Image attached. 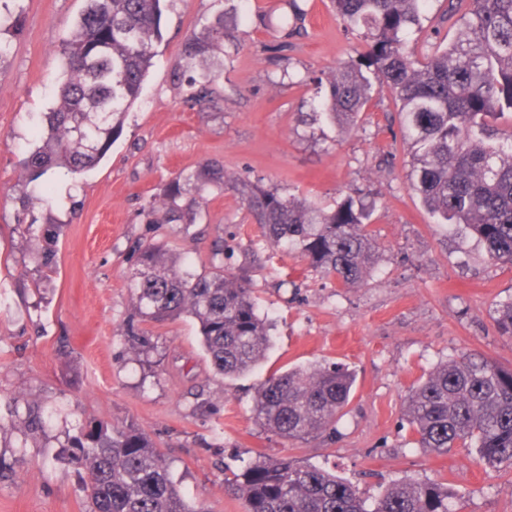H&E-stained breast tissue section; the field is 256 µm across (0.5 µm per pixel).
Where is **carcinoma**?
Segmentation results:
<instances>
[{
    "label": "carcinoma",
    "instance_id": "obj_1",
    "mask_svg": "<svg viewBox=\"0 0 512 512\" xmlns=\"http://www.w3.org/2000/svg\"><path fill=\"white\" fill-rule=\"evenodd\" d=\"M162 2L88 0L61 41L53 105L22 161L26 181L15 217L18 233L38 244L45 282L64 224L53 209L72 195L58 197L39 179L61 168L76 178L106 154L151 67ZM432 2L332 0L347 28L362 32L366 51L361 62H343L326 75L313 122L353 126L372 91L390 90L411 146V185L423 205L475 238L489 259L512 266V148L486 143L488 119L512 113V0H448L447 13L459 23L455 42L421 56L409 35ZM239 4L231 19L220 14L186 40L181 68L190 73L189 100L200 103L213 93L225 45L246 35V0ZM22 12L20 0H0V69ZM209 189L237 193L265 239L297 251L342 286L361 283L375 265L378 247L364 227L370 204L363 199L348 196L326 211L229 174L209 158L170 179L159 200L143 207V219L186 231L202 219ZM131 287L134 308L124 332L140 349L154 347L145 325L187 314L222 377H242L264 360L270 325L247 275L224 268V246L215 249L209 271L195 274L166 266L159 248L148 244L139 250ZM496 326L512 339V301L499 309ZM354 384L353 373L338 365L275 370L256 388L252 414L262 428L290 440L333 432ZM405 416L420 448L443 455L472 444L485 467L512 468V367L478 351L451 358L412 387ZM65 448L86 470L92 512H204L182 499L164 455L132 424L98 422ZM224 491L243 500L245 512H452L453 498L443 483L407 479L369 497L329 470L272 456L224 474Z\"/></svg>",
    "mask_w": 512,
    "mask_h": 512
}]
</instances>
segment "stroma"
Masks as SVG:
<instances>
[{"instance_id": "35a3bbf8", "label": "stroma", "mask_w": 512, "mask_h": 512, "mask_svg": "<svg viewBox=\"0 0 512 512\" xmlns=\"http://www.w3.org/2000/svg\"><path fill=\"white\" fill-rule=\"evenodd\" d=\"M249 2L247 34L228 46L218 91L201 105L187 100L182 48L230 4L165 6L140 97L106 156L79 181L51 176L74 188L77 205L58 240L51 287L39 291L36 251L15 231L25 181L19 161L52 104L60 44L85 0H25L22 33L0 70V512H89L87 474L61 447L93 420L145 432L199 512H244L224 491V471L262 455L334 469L370 494L404 478L435 480L450 485L463 512H512V469L484 468L471 448L436 456L414 447L404 416L409 389L450 358L478 350L512 366V338L494 324L512 300V267L424 209L389 91L373 93L350 130L309 126L316 76L365 49L329 0H299L301 33L280 63L267 49L291 14L286 0ZM204 158L325 209L365 197L376 268L362 284H336L297 253L273 248L231 192L209 191L202 223L188 231L143 223L142 206ZM219 242L225 267L248 275L273 325L265 361L232 381L213 372L191 317L153 326L148 353L124 334L139 246L189 256L200 271ZM326 362L356 374L334 435L294 441L254 422V390L270 370ZM14 397L49 414L42 429L7 417Z\"/></svg>"}]
</instances>
